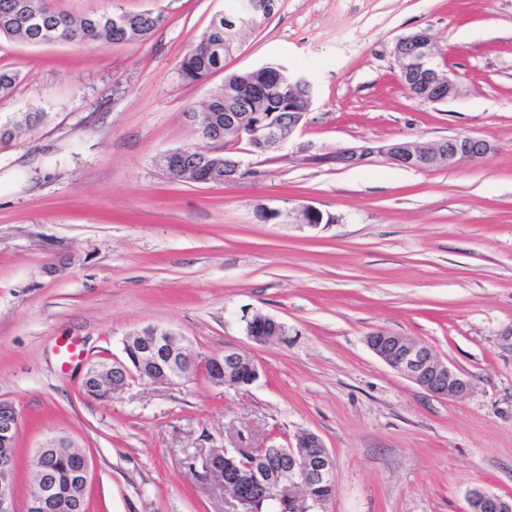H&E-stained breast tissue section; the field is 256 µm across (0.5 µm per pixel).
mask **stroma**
Returning <instances> with one entry per match:
<instances>
[{
	"instance_id": "35a3bbf8",
	"label": "stroma",
	"mask_w": 512,
	"mask_h": 512,
	"mask_svg": "<svg viewBox=\"0 0 512 512\" xmlns=\"http://www.w3.org/2000/svg\"><path fill=\"white\" fill-rule=\"evenodd\" d=\"M64 13L151 10L150 38L34 46L0 38V401L19 415L18 505L34 458L65 438L87 454L88 512H235L206 473L221 449L283 447L319 435L336 466L327 512H467L476 486L512 494V0H279L223 71L182 80L180 60L227 0H52ZM426 30L461 94L408 97L393 47ZM278 60L312 83L299 142L237 153L261 175L173 183L163 159L198 143L185 118L225 75ZM488 140L483 160L345 168L364 141ZM332 215L309 228L285 211ZM281 211L264 221L259 207ZM256 315L286 334L259 344ZM147 325L201 355L233 346L257 363L245 389L204 377L138 380L99 401L89 364L123 356ZM386 331L424 342L467 376L433 395L367 346ZM80 358L63 362V344Z\"/></svg>"
}]
</instances>
